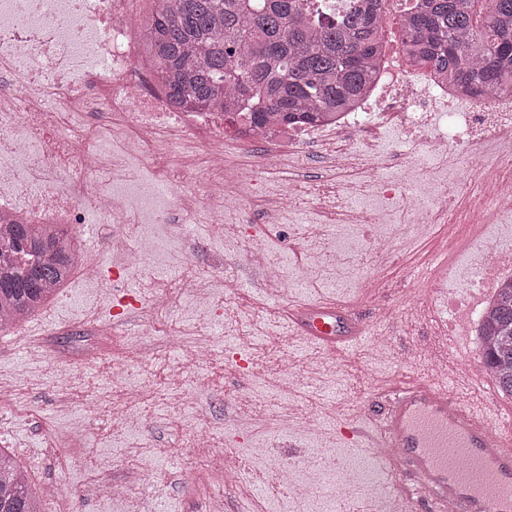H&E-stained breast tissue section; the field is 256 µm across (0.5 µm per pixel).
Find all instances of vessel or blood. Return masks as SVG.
I'll list each match as a JSON object with an SVG mask.
<instances>
[{
	"mask_svg": "<svg viewBox=\"0 0 512 512\" xmlns=\"http://www.w3.org/2000/svg\"><path fill=\"white\" fill-rule=\"evenodd\" d=\"M294 333L328 352L366 329L355 311L327 302L290 311ZM380 418L359 428L368 447L395 449L386 467L398 488L390 512L418 501L427 512H512V412L495 397L475 409L446 382L402 380L379 387Z\"/></svg>",
	"mask_w": 512,
	"mask_h": 512,
	"instance_id": "obj_1",
	"label": "vessel or blood"
}]
</instances>
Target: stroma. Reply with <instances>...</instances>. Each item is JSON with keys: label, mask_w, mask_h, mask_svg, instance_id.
Returning <instances> with one entry per match:
<instances>
[{"label": "stroma", "mask_w": 512, "mask_h": 512, "mask_svg": "<svg viewBox=\"0 0 512 512\" xmlns=\"http://www.w3.org/2000/svg\"><path fill=\"white\" fill-rule=\"evenodd\" d=\"M326 171L324 158L312 150L276 176L263 177L257 186L259 203L238 216V224L248 230L266 222L262 200L287 189L293 174L316 180ZM122 189L141 218L130 230L145 237L147 256L142 269H121L105 244L106 225L90 220L73 225L83 246L98 256L101 278L72 277L52 303L27 322L24 336L0 331V376L18 383V398L32 409L31 414L6 422L0 446L16 450L34 483L59 485L58 512H120L118 505L87 492V485L98 478L120 481L132 492L149 495L156 512H198V494L208 480L196 468L191 450L179 446L178 440L203 428L220 434L223 447L238 449L248 468L245 485L225 494L227 512H240L245 503L259 504L264 512H285L290 492L270 484L268 471L290 459L299 460L303 478L315 477L317 470L307 462L311 439L298 432L281 433L279 412L298 416L314 404L333 415L326 444L338 449L348 463L359 464L366 461L368 450L354 444L345 430L352 421L366 422L380 413L381 405L374 400L378 385L395 378L430 380L448 371L452 374L449 388L465 401L474 404L495 391L493 378L478 384L467 376L473 364L468 353L476 348L473 337L455 330L437 348L428 346L435 331L444 327L448 304L433 289L422 287L419 275L440 255L447 225L434 226L422 239L397 233L392 255L367 265L362 281L339 283L330 277L317 290L287 288L270 293L249 268L238 242L216 243L196 236L168 238L167 227L179 216L170 209V190L162 182L134 179ZM219 260L224 263L225 276L235 280L237 292L229 299L216 296L212 317L194 324L172 315L157 329L144 324L142 305L149 302L155 288L171 283L190 266ZM368 289L393 313L391 339L382 351L377 350L374 339L377 311L361 302ZM322 301L357 308L367 326L365 337L337 356L288 327L290 307ZM413 302L426 309L425 318L409 314ZM237 319L256 330L248 358L272 368L277 352L289 350L290 365L304 379L301 396L276 395L248 376L230 344ZM105 332L113 342L131 341L141 344L150 355L165 354L170 367L200 339L209 340L222 355L211 369L188 379L205 400L200 415L166 401L146 407L138 426L128 431L103 411L76 407L73 415L86 420L89 438L82 444L64 440L67 464L62 467L45 446L46 427L54 426L57 435L63 436L66 421L57 411V394L46 377L57 363L64 362L77 368L79 391L111 394V385L96 365L98 338ZM135 443L142 450L132 458L128 447ZM256 448L266 449V456L254 457Z\"/></svg>", "instance_id": "obj_1"}]
</instances>
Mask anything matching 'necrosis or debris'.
I'll return each mask as SVG.
<instances>
[{
    "mask_svg": "<svg viewBox=\"0 0 512 512\" xmlns=\"http://www.w3.org/2000/svg\"><path fill=\"white\" fill-rule=\"evenodd\" d=\"M132 0H0V215L18 213L30 224H77L85 215L95 223L112 225L109 243L114 251L132 252L135 242L126 225L135 223L125 198L113 192L128 178L125 169L105 164L107 151L146 161L147 171L172 189L174 207L203 225L206 236H223L224 218L240 214L254 202L252 188L268 167L252 161L231 162L220 112H176L155 85L150 66L136 58L137 33ZM404 56L383 61L371 94L359 111L317 115L293 122L274 121L248 126L233 144L288 150L302 157L319 145L346 180L336 183L298 180L276 197V213L301 211L316 202L322 217L340 224L365 227L400 223L417 237L432 225H464L472 204H479L490 223L503 225L495 242L463 237L435 264L430 277L447 288L462 256L474 264L464 290L448 297V325L473 329L481 316L480 291L512 275V148L500 151L481 167L477 193L445 174L459 156L476 158L482 145L512 134V96L477 95L462 102L431 69L412 78ZM121 112L122 126H85L81 112ZM449 118L451 133L436 131L439 119ZM391 129L419 132L420 150L411 169L397 182L376 183V174L390 168L394 145L384 144L381 132ZM70 184L58 193V184ZM278 228L263 224L246 238V257L264 283L279 287L290 282L313 285V265L352 275L371 255L394 248L386 235L369 238L365 247L323 241L317 231L299 239L289 266L274 260ZM223 272L201 265L178 276L172 288L159 289L151 309L164 312L173 293L194 297L198 312L210 313L213 292L231 290ZM215 351L202 343L187 351L179 368L157 378L142 347L129 343L120 356L103 360L112 390L122 398L114 414L130 419L136 408L159 398L171 384L181 383V406L198 403L197 392L183 382L213 361ZM211 435L195 434L192 445L204 454L203 469L212 475L217 491L201 502V512H224V494L246 480L242 459L231 452H213ZM295 467L280 464L275 484L290 489L299 501L317 499L325 490L339 498L356 494L351 473L333 487L324 480L298 481Z\"/></svg>",
    "mask_w": 512,
    "mask_h": 512,
    "instance_id": "4bbe7bcc",
    "label": "necrosis or debris"
}]
</instances>
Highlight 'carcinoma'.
I'll return each mask as SVG.
<instances>
[{"label": "carcinoma", "instance_id": "carcinoma-1", "mask_svg": "<svg viewBox=\"0 0 512 512\" xmlns=\"http://www.w3.org/2000/svg\"><path fill=\"white\" fill-rule=\"evenodd\" d=\"M139 44L173 104L224 113L238 128L270 116L351 109L374 83L386 0H156ZM415 0L402 49L469 95L512 94V0ZM81 243L66 224L0 221V318L31 316L73 273ZM484 364L512 397V280L484 321ZM42 489L0 448V512H40Z\"/></svg>", "mask_w": 512, "mask_h": 512}]
</instances>
